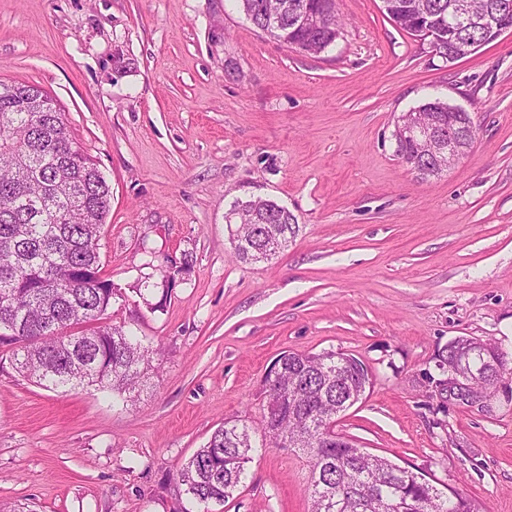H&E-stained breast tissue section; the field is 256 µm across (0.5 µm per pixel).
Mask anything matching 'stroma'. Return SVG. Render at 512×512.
<instances>
[{"label":"stroma","mask_w":512,"mask_h":512,"mask_svg":"<svg viewBox=\"0 0 512 512\" xmlns=\"http://www.w3.org/2000/svg\"><path fill=\"white\" fill-rule=\"evenodd\" d=\"M336 9V43L308 56L236 0H0V79L53 96L112 187L110 321L162 348L118 397L37 385L0 346V512H180L176 466L234 419L256 450L210 512H308L305 456L261 432L264 380L281 352L325 349L372 375L337 432L512 512V372L483 404L429 383L460 336L512 365V31L451 63L382 0ZM434 99L469 112L476 139L424 179L393 132ZM252 195L300 225L267 262L239 261L225 224Z\"/></svg>","instance_id":"stroma-1"}]
</instances>
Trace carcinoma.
<instances>
[{"mask_svg": "<svg viewBox=\"0 0 512 512\" xmlns=\"http://www.w3.org/2000/svg\"><path fill=\"white\" fill-rule=\"evenodd\" d=\"M258 29L301 53L317 55L336 42L342 23L335 0H238ZM386 15L409 34L425 31L407 15L412 0H382ZM436 33L434 47L453 63L454 45L479 47L498 39L476 23L448 27V0H419ZM324 6L327 23L310 32L298 26L304 4ZM438 114L460 125L467 112L429 101L402 115L420 122ZM397 155L424 178L429 161L410 139L395 138ZM106 178L68 136L57 101L33 84L0 81V343L14 344L16 369L46 388L97 386L114 394L134 392L156 369L158 350L131 330L98 321L117 296L103 267L98 242L110 209ZM238 199L230 211L241 208ZM243 209V208H241ZM285 207L259 198L243 209L237 231L249 237L260 220L271 223L279 249L300 230ZM276 376L266 378L265 430L271 444L283 437L306 452L310 464V512H479L455 492L444 496L431 480L379 455H362L335 430L336 416L362 399L372 379L358 358L335 351L283 352ZM437 358L460 364L465 376L491 372L479 386L493 391L505 370L492 344L459 337ZM252 428L226 421L176 469L187 499L209 512L234 497L251 462Z\"/></svg>", "mask_w": 512, "mask_h": 512, "instance_id": "obj_1", "label": "carcinoma"}]
</instances>
